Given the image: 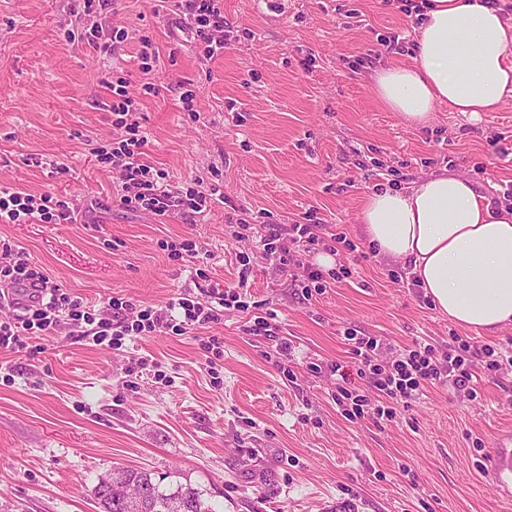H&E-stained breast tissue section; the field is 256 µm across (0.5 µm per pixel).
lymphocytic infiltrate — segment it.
<instances>
[{
    "mask_svg": "<svg viewBox=\"0 0 512 512\" xmlns=\"http://www.w3.org/2000/svg\"><path fill=\"white\" fill-rule=\"evenodd\" d=\"M184 8L195 29L198 41L204 44V55L213 58L224 48V16L219 0H185ZM108 106L113 115L112 125L122 135L111 151L102 153V160L111 162L124 190L122 205L133 210L167 216L177 204H184L192 213L208 210L212 203L224 198L220 182H197L195 189L182 192L158 184L151 167L143 160L147 143L138 121H135V101L128 97L124 85L112 90ZM73 208L50 194H26L11 188H0L1 224H65L71 221ZM318 224H280L263 242L266 256L281 273L290 274L299 282L303 295L324 294L333 281L339 280L337 270H324L307 264L299 255L310 246L324 244L326 251L337 253L346 244V236L331 234L322 238ZM0 281L10 284L40 285L39 294L20 306L18 313L0 318V351L18 353L29 346L34 336L51 334L59 325L60 312H68L80 326L78 336L97 345L120 349L126 337L148 336L154 333L182 335L209 324L221 323L224 310L241 305V295L233 289L211 287L203 297H178L166 305L140 306L123 299H111L107 306L95 310L83 299L63 292L51 284L43 269L29 262L11 243L0 241ZM343 337L352 347L357 361L356 374L370 388L387 400L378 407L377 416L394 417L396 408L409 405L426 386L448 385L457 391L476 395L477 377L468 363L471 347L459 336H451L448 349L436 353L431 345L414 343L403 349L391 366L376 364L375 356L383 345L376 337L344 331Z\"/></svg>",
    "mask_w": 512,
    "mask_h": 512,
    "instance_id": "f902f5d3",
    "label": "lymphocytic infiltrate"
}]
</instances>
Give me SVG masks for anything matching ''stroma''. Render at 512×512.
<instances>
[{"label": "stroma", "mask_w": 512, "mask_h": 512, "mask_svg": "<svg viewBox=\"0 0 512 512\" xmlns=\"http://www.w3.org/2000/svg\"><path fill=\"white\" fill-rule=\"evenodd\" d=\"M223 11L224 52L208 59L176 0H104L90 13L82 0H0V187L75 209L68 224L0 223V240L97 309L113 298L161 306L208 280L246 302L208 328L224 343L212 367L192 331L114 350L78 340L67 321L32 337L33 353L0 352V512H101L94 488L115 467L190 484L215 512H512L486 465L512 430V325L457 331L410 275L393 279L399 264L358 224L374 190L445 169L488 199L511 187L512 95L475 117L443 106L411 128L369 80L411 61L419 16L397 0H223ZM115 25L129 38L109 55L88 35ZM120 77L145 161L174 188L219 176L223 202L163 220L121 204L120 180L96 160L119 136L106 105ZM310 213L352 242L333 258L352 275L306 299L263 239ZM185 239L206 254L207 279L170 257L167 243ZM271 309L285 357L247 331ZM348 328L384 343L381 364L416 341L445 350L455 331L507 361L491 372L473 358L477 398L429 386L393 419L351 420L330 364L377 393L355 376ZM141 357L156 372L135 371Z\"/></svg>", "instance_id": "obj_1"}]
</instances>
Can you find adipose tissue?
Wrapping results in <instances>:
<instances>
[{
  "label": "adipose tissue",
  "mask_w": 512,
  "mask_h": 512,
  "mask_svg": "<svg viewBox=\"0 0 512 512\" xmlns=\"http://www.w3.org/2000/svg\"><path fill=\"white\" fill-rule=\"evenodd\" d=\"M512 18L482 0H428L407 65L375 70L372 88L409 126L435 105L496 110L512 90ZM379 256L409 267L435 308L458 327L512 324V209L481 203L470 181L441 172L404 191H374L359 214Z\"/></svg>",
  "instance_id": "obj_1"
}]
</instances>
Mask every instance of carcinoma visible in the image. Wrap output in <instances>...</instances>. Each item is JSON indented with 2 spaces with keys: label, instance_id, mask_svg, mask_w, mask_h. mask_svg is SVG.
Here are the masks:
<instances>
[{
  "label": "carcinoma",
  "instance_id": "cac0c4a2",
  "mask_svg": "<svg viewBox=\"0 0 512 512\" xmlns=\"http://www.w3.org/2000/svg\"><path fill=\"white\" fill-rule=\"evenodd\" d=\"M104 512H214L203 492L181 482L163 484L152 473L116 468L112 472V495L95 489Z\"/></svg>",
  "mask_w": 512,
  "mask_h": 512
}]
</instances>
